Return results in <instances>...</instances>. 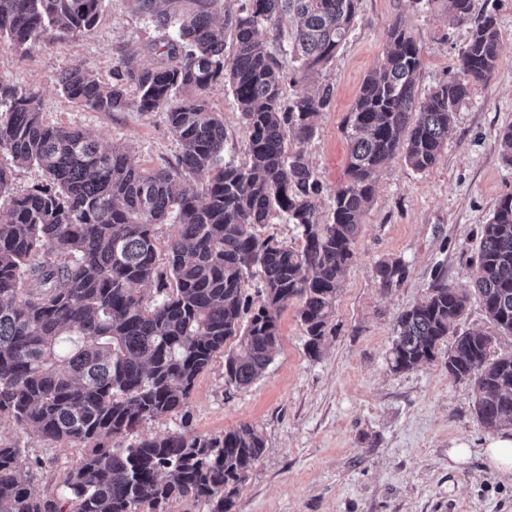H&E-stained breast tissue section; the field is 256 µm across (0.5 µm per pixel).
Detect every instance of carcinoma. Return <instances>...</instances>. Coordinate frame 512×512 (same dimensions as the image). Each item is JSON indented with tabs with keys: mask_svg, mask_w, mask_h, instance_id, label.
Instances as JSON below:
<instances>
[{
	"mask_svg": "<svg viewBox=\"0 0 512 512\" xmlns=\"http://www.w3.org/2000/svg\"><path fill=\"white\" fill-rule=\"evenodd\" d=\"M132 2L162 32L150 45L160 64L144 65L117 45L112 81L77 63L58 85L92 112H165L181 148L176 164L140 169L91 135L46 122L37 91L0 80V420L44 440L91 445L49 497L29 486L40 461L0 445V512H167L177 500L231 512L265 448L260 431L241 424L214 436L138 438L136 428L185 411L229 337L238 344L225 355L228 384L241 388L261 376L273 360L279 316L295 300L308 354H319L375 173L398 154L416 171L433 167L457 106L499 60L500 30L486 15L459 53L462 78L422 97V48L402 23L389 27L383 62L345 117L348 181L324 217L321 182L289 144L314 136L313 117L328 105L331 86L287 102L283 90L333 59L358 0ZM440 2L453 23L471 21L473 0ZM100 4L0 0V43L25 53L90 31ZM271 42L295 61L293 72L283 71ZM219 79L246 130L240 162L224 160L223 116L202 96ZM30 165L44 182L13 192V170ZM191 175L206 178L202 192L181 187ZM274 216L301 229V248L254 232ZM170 217L180 232L161 255L153 227ZM253 274L264 294L254 312L244 294ZM138 285L154 288L157 299L145 301ZM475 286L495 331L456 336L445 366L452 378L474 383L480 422L512 427V355L490 360L496 336L512 335V195L483 225ZM467 301L466 290L434 283L398 316L389 367L435 360ZM119 436L127 444L112 445Z\"/></svg>",
	"mask_w": 512,
	"mask_h": 512,
	"instance_id": "1",
	"label": "carcinoma"
}]
</instances>
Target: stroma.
I'll use <instances>...</instances> for the list:
<instances>
[{
  "mask_svg": "<svg viewBox=\"0 0 512 512\" xmlns=\"http://www.w3.org/2000/svg\"><path fill=\"white\" fill-rule=\"evenodd\" d=\"M475 14H494L501 32L500 59L489 82L473 88L454 114L439 162L418 172L402 157L379 169L353 257L336 295L331 331L318 356L289 304L279 319L273 362L251 385L235 388L215 355L191 393L186 415L143 422V438L189 430L219 435L247 423L265 448L234 496L232 512H512V479L491 469L483 455L487 427L476 418L474 386L449 376L443 359L403 372L387 363L400 312L420 301L434 274L455 288H471L482 226L497 202L512 195V164L497 133L512 123V0H474ZM401 22L423 50L421 90L459 75L458 53L470 25H450L436 0H359L354 29L332 61L296 90L331 85L333 97L314 118L315 135L302 149L323 184L322 210L347 181L342 131L364 79L386 48V32ZM158 33L130 0H103L88 32L20 53L0 46V79L41 93L51 124L93 133L104 146L124 149L139 168L175 162L180 146L164 112H90L61 93L58 79L84 62L104 82L112 79V47L136 51L143 64L158 58L148 46ZM209 107L224 116V156L241 159L245 131L236 101L223 81L205 91ZM400 262L404 274L382 286L376 268ZM469 454L451 461L453 445ZM0 443L40 459L31 487L45 495L60 486L85 454L79 442H48L0 423Z\"/></svg>",
  "mask_w": 512,
  "mask_h": 512,
  "instance_id": "1",
  "label": "stroma"
}]
</instances>
